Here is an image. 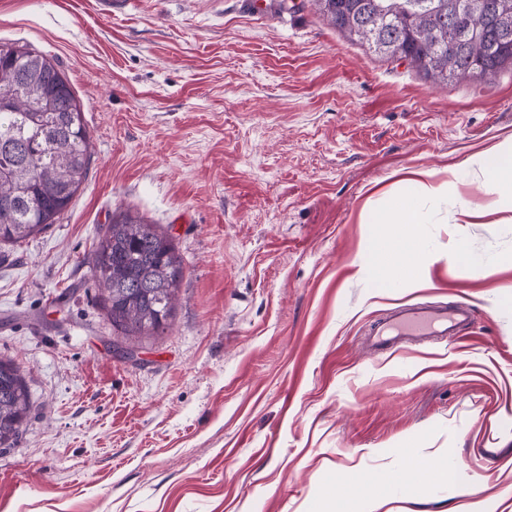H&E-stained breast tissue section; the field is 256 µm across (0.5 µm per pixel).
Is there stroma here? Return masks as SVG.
Instances as JSON below:
<instances>
[{
    "instance_id": "obj_1",
    "label": "stroma",
    "mask_w": 512,
    "mask_h": 512,
    "mask_svg": "<svg viewBox=\"0 0 512 512\" xmlns=\"http://www.w3.org/2000/svg\"><path fill=\"white\" fill-rule=\"evenodd\" d=\"M265 2L0 0V41L58 64L92 152L56 224L0 245V359L32 401L0 512H512V196L482 189L512 69L436 83ZM399 203L415 236L368 223ZM126 210L184 260L131 359L89 272ZM409 249L428 262L381 275ZM460 297L464 341L374 348L393 304ZM413 454L453 481L402 476Z\"/></svg>"
}]
</instances>
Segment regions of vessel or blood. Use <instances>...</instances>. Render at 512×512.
<instances>
[{"instance_id": "b4317fda", "label": "vessel or blood", "mask_w": 512, "mask_h": 512, "mask_svg": "<svg viewBox=\"0 0 512 512\" xmlns=\"http://www.w3.org/2000/svg\"><path fill=\"white\" fill-rule=\"evenodd\" d=\"M471 320L472 307L462 299L439 307L402 304L375 331V345L382 351L394 350L407 336H448L457 341L461 338V327Z\"/></svg>"}]
</instances>
